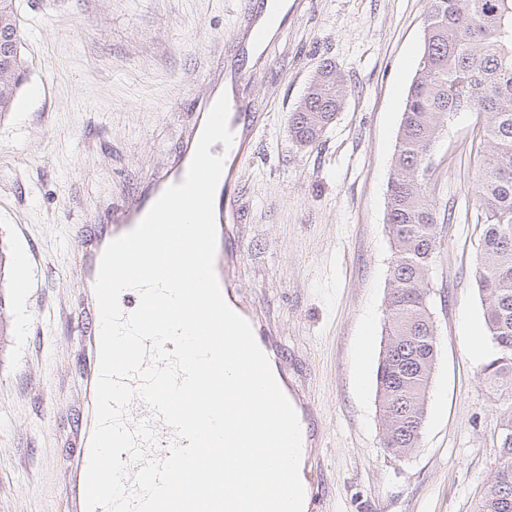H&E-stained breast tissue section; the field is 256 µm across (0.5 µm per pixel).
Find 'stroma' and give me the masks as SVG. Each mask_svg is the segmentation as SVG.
Returning <instances> with one entry per match:
<instances>
[{
	"instance_id": "obj_1",
	"label": "stroma",
	"mask_w": 512,
	"mask_h": 512,
	"mask_svg": "<svg viewBox=\"0 0 512 512\" xmlns=\"http://www.w3.org/2000/svg\"><path fill=\"white\" fill-rule=\"evenodd\" d=\"M28 82L0 121V242L25 269L4 284L0 512H76L87 413L90 303L76 230L161 168L217 60L236 62L240 0H16ZM427 0H288L244 94L264 114L234 228L230 276L254 303L324 440V496L311 512H471L494 473L505 406L478 382L472 331L481 228L472 113L451 117L430 184L450 221L431 274L441 353L419 448L380 446L376 369L391 248L386 191ZM347 81L318 146H295L290 114L323 60Z\"/></svg>"
}]
</instances>
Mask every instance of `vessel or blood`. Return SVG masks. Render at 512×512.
<instances>
[{
	"label": "vessel or blood",
	"instance_id": "vessel-or-blood-1",
	"mask_svg": "<svg viewBox=\"0 0 512 512\" xmlns=\"http://www.w3.org/2000/svg\"><path fill=\"white\" fill-rule=\"evenodd\" d=\"M241 17L242 53L251 56L262 48L265 30L272 24L273 19L266 16L264 11L255 9L253 0H243ZM254 78V71L243 64L227 66L220 63L209 70L206 91L194 102L193 110L182 128L178 151L169 156L160 175L143 184L139 191L123 203L107 208L103 224L98 225L94 233L79 231L77 263L82 282L86 287H93L107 244L132 230L167 187L182 182L211 107L220 95H227L230 103L229 128L234 140L225 153L224 169L214 198L217 224L214 267L224 299L246 318L257 343L269 355L273 352V346L266 337L257 314L242 308L236 299L234 285L228 273L229 267L241 259L244 253V244L235 237L233 227L240 219L242 198L239 185L254 153L257 133L262 124L261 116L253 112L250 101L243 93L244 87ZM77 334L89 353V363L84 370L83 380L87 390L92 391L95 390L99 377L98 308H89L88 317L78 327ZM282 390L297 412L303 448L317 447L316 418L310 404L292 385L283 384ZM126 420L131 425L143 420L153 422L157 442L155 446L148 448L147 455L158 460L167 457L175 435L170 428L155 421L153 413L146 405L138 400L133 401L127 410Z\"/></svg>",
	"mask_w": 512,
	"mask_h": 512
}]
</instances>
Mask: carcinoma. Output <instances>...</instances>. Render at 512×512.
<instances>
[{
	"label": "carcinoma",
	"instance_id": "1",
	"mask_svg": "<svg viewBox=\"0 0 512 512\" xmlns=\"http://www.w3.org/2000/svg\"><path fill=\"white\" fill-rule=\"evenodd\" d=\"M424 48L408 90L386 201L392 251L383 346L376 372L382 448L404 460L419 447L440 355L430 273L440 210L429 189L451 116L476 115L483 155L474 183L483 226L474 276L489 355L478 380L512 397V0H427ZM15 0H0V119L28 79ZM346 83L323 62L291 113L300 147L320 143L345 104ZM472 512H512V404L496 438L495 472Z\"/></svg>",
	"mask_w": 512,
	"mask_h": 512
}]
</instances>
